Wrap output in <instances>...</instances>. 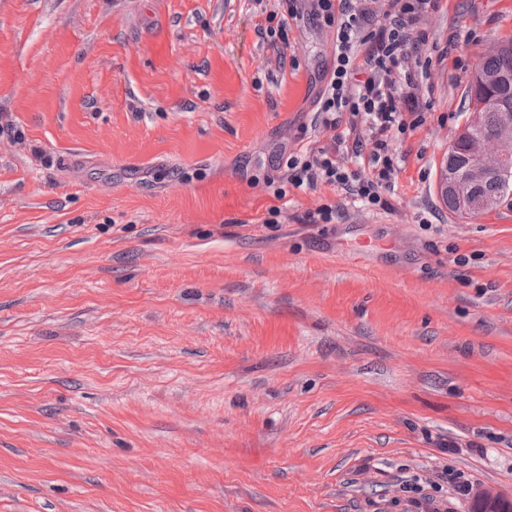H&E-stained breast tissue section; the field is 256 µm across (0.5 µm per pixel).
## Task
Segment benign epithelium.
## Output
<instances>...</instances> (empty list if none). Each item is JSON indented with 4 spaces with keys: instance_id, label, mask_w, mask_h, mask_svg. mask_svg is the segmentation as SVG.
Returning <instances> with one entry per match:
<instances>
[{
    "instance_id": "obj_1",
    "label": "benign epithelium",
    "mask_w": 512,
    "mask_h": 512,
    "mask_svg": "<svg viewBox=\"0 0 512 512\" xmlns=\"http://www.w3.org/2000/svg\"><path fill=\"white\" fill-rule=\"evenodd\" d=\"M471 84L476 89H511L512 70L487 71L475 69ZM453 145L463 146L462 159L457 163H445L440 193L451 195L460 218L477 216L493 210L504 202V198L481 195L477 188L491 180L512 188V112L506 110L498 115L493 134L477 135L468 128L461 129Z\"/></svg>"
}]
</instances>
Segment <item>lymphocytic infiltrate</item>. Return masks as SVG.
<instances>
[{
  "label": "lymphocytic infiltrate",
  "mask_w": 512,
  "mask_h": 512,
  "mask_svg": "<svg viewBox=\"0 0 512 512\" xmlns=\"http://www.w3.org/2000/svg\"><path fill=\"white\" fill-rule=\"evenodd\" d=\"M312 18L336 30L332 60L321 74L316 123L336 128L365 125L368 139L334 138L331 145L289 154L273 191L283 199L286 186L340 188L346 197L385 206L382 189L399 172V157L389 148L392 132L422 122V85L410 70L417 48L411 34L421 17L442 10L443 0H309ZM367 148L369 175L349 169L338 158L343 145Z\"/></svg>",
  "instance_id": "obj_1"
}]
</instances>
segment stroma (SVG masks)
Segmentation results:
<instances>
[{"label":"stroma","instance_id":"35a3bbf8","mask_svg":"<svg viewBox=\"0 0 512 512\" xmlns=\"http://www.w3.org/2000/svg\"><path fill=\"white\" fill-rule=\"evenodd\" d=\"M265 23L249 0H0V512L512 500V204L460 219L437 191L512 0L420 20L431 92L383 209L274 197L334 135V30Z\"/></svg>","mask_w":512,"mask_h":512}]
</instances>
